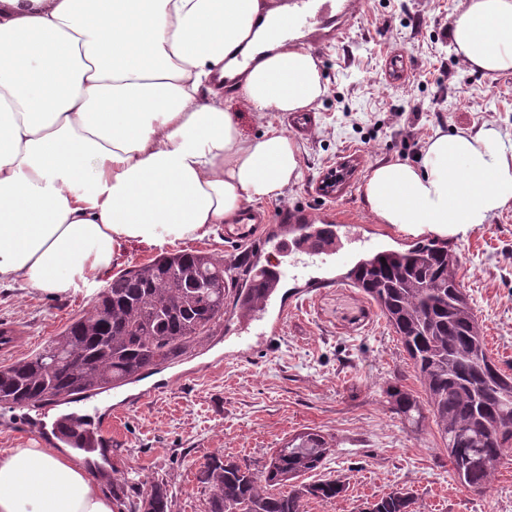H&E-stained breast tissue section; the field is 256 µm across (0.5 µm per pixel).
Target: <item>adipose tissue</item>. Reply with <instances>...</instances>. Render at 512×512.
<instances>
[{"label": "adipose tissue", "instance_id": "adipose-tissue-1", "mask_svg": "<svg viewBox=\"0 0 512 512\" xmlns=\"http://www.w3.org/2000/svg\"><path fill=\"white\" fill-rule=\"evenodd\" d=\"M471 70L512 71V0H468L448 30ZM257 118L308 110L325 86L310 49L260 0H0V287L63 295L132 244L163 247L236 223L301 177L274 126L244 137L215 77ZM379 224L453 238L512 205V146L491 127L435 132L419 162L364 175ZM98 471L57 439L0 449V512H115Z\"/></svg>", "mask_w": 512, "mask_h": 512}]
</instances>
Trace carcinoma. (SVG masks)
I'll return each mask as SVG.
<instances>
[{
	"label": "carcinoma",
	"instance_id": "obj_1",
	"mask_svg": "<svg viewBox=\"0 0 512 512\" xmlns=\"http://www.w3.org/2000/svg\"><path fill=\"white\" fill-rule=\"evenodd\" d=\"M460 252L426 238L360 257L346 278L373 301L399 337L425 393L420 402L397 375L389 382L391 413L411 425L430 414L458 482L487 493L512 450V374L488 353L484 330L457 277ZM224 260L201 251L161 255L112 280L82 316L40 351L0 366V407L39 405L88 391L115 389L142 372L169 365L224 317V303L243 307L245 289L230 286ZM335 445L304 431L263 464L209 457L197 479L210 491L208 512H306L309 498L343 496L345 481L303 483ZM118 512H171L167 485L144 488L112 479ZM414 497L393 490L363 512H414Z\"/></svg>",
	"mask_w": 512,
	"mask_h": 512
}]
</instances>
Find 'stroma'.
<instances>
[{"label": "stroma", "mask_w": 512, "mask_h": 512, "mask_svg": "<svg viewBox=\"0 0 512 512\" xmlns=\"http://www.w3.org/2000/svg\"><path fill=\"white\" fill-rule=\"evenodd\" d=\"M461 9L462 0H366L344 41L317 52L327 92L314 110L312 132L296 137L302 180L283 198L263 204L271 220L289 208L345 215L355 219L368 250L396 248L407 235L375 223L363 204L361 178L371 166L412 159L413 141L438 130L491 126L512 143V72L491 79L465 68L443 36ZM415 110L420 118L411 127L407 120ZM339 163L353 168V180L321 194L324 173ZM178 247L223 259L238 281L243 258L261 264L272 257L266 241L238 244L220 230ZM457 247L458 278L483 323L488 350L498 366L512 367V207L469 230ZM158 254L128 247L100 285L61 296L1 287L0 329H13L14 341L0 349V364L39 351L90 309L111 276ZM357 258L348 252L345 261L322 270L325 285L289 309L276 340L235 344L227 318L174 364L109 390L100 417L121 421L103 469L133 484L165 481L172 512H207L209 491L197 471L211 455L258 461L311 428L336 450L305 482L339 476L348 490L336 499L309 500L306 512H363L367 502L399 488L414 495L416 512H512V453L482 495L438 463L443 443L432 420L415 428L391 413L386 388L394 375L414 395L423 389L376 305L343 281ZM155 384L164 392L136 401L137 393ZM64 410L55 402L0 408V448H24L35 435L54 433Z\"/></svg>", "instance_id": "1"}]
</instances>
